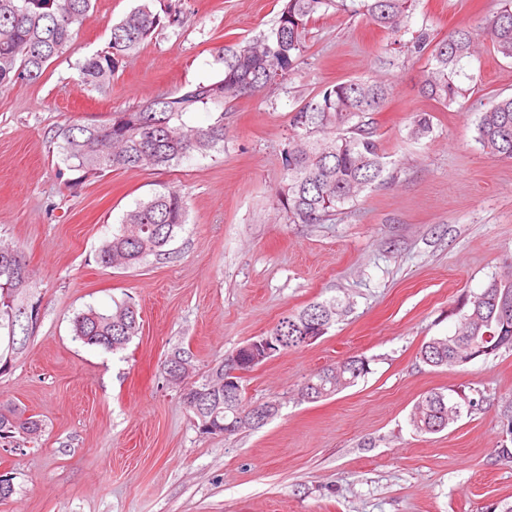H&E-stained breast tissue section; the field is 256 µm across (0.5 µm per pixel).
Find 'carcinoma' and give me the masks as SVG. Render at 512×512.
Masks as SVG:
<instances>
[{
    "label": "carcinoma",
    "mask_w": 512,
    "mask_h": 512,
    "mask_svg": "<svg viewBox=\"0 0 512 512\" xmlns=\"http://www.w3.org/2000/svg\"><path fill=\"white\" fill-rule=\"evenodd\" d=\"M415 0H285L276 25L260 39L235 43L222 50L219 60L223 74L200 83L175 97H160L125 112H114L103 124H72L57 132L60 151L69 167L80 172L79 180L98 177L112 169L167 168L192 155H206L224 149V116L206 127L183 119L188 112L222 110L224 104L254 95L300 64L307 23L331 7L366 16L388 33L406 28ZM92 0H0V86L19 80L38 81L50 62L69 49ZM163 24L150 0L133 8L112 26L107 48L77 62L82 82L99 90L108 86L126 60L135 54ZM488 35L493 51L512 59V4L486 18L476 27H463L436 43L421 31L413 38L414 52L428 54L430 67L421 82V93L443 106L464 96L456 77L474 57L482 35ZM390 93L381 80L352 79L327 85L301 104L291 117L293 136L282 156L288 182L279 193L280 203L294 224H321L336 215L339 207L358 200L379 179L384 170L382 155L374 139L373 114L381 109ZM432 130L429 115L416 116L411 136L420 140ZM477 140L488 154L512 159V97L495 99L480 113ZM187 221L184 197L176 190L156 192L122 218L118 232L106 240L97 259L105 266L129 269L150 255L162 254ZM512 291V280L492 281L481 293L471 296L459 309L454 334L437 336L424 343L420 355L430 357L434 366L450 367L464 348L478 341L485 354L512 348V322L498 319L490 298L498 289ZM41 299L31 288V277L22 252L0 246V373L22 352L23 335L10 341L20 330L16 312L35 309ZM342 304L336 300L314 303L291 313L269 330L284 343V349L303 344L304 331L316 324L318 335L327 333ZM139 330L138 313L125 301L110 310L93 307L78 314L73 332L76 339L105 351L126 347ZM368 361L351 356L322 368L307 378L301 389L312 391L315 400L332 396L355 385L368 373ZM224 374V360L217 361L195 387L211 389L212 402L200 410L205 419L219 422L234 418L240 403H224V388L213 387ZM448 411L454 421L460 406L441 392H429L414 405L410 422L420 434H427ZM22 435L39 432L38 421L23 416L16 407L0 411V433Z\"/></svg>",
    "instance_id": "cac0c4a2"
}]
</instances>
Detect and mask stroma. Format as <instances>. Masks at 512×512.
Segmentation results:
<instances>
[{
  "mask_svg": "<svg viewBox=\"0 0 512 512\" xmlns=\"http://www.w3.org/2000/svg\"><path fill=\"white\" fill-rule=\"evenodd\" d=\"M140 0H93L70 50L35 83L0 88V245L18 247L41 301L20 357L0 374V403L38 420L33 440L0 438V476L15 492L0 512H504L512 507V445L500 415L512 403V351L454 369L420 359L457 328L463 299L512 279V160L491 157L476 123L494 96H512V61L479 40L465 98L443 106L418 92L433 40L474 26L501 0H418L408 32L329 9L307 26L301 64L224 107V148L171 168L115 169L77 183L56 130L98 124L223 72L222 48L267 34L283 0H153L177 21L155 31L106 90L75 64L106 47ZM386 81L373 116L383 179L324 224H294L279 202L291 116L324 85ZM429 114L428 137L409 135ZM187 200L188 219L162 256L103 267L102 244L126 211L160 190ZM132 298L137 336L117 353L75 340V316ZM332 298L348 309L311 344L247 373L244 401L279 400L262 428L199 431L163 363L190 356L196 379L283 316ZM365 377L316 401L311 374L350 356ZM437 391L469 398L436 434L409 424Z\"/></svg>",
  "mask_w": 512,
  "mask_h": 512,
  "instance_id": "35a3bbf8",
  "label": "stroma"
}]
</instances>
